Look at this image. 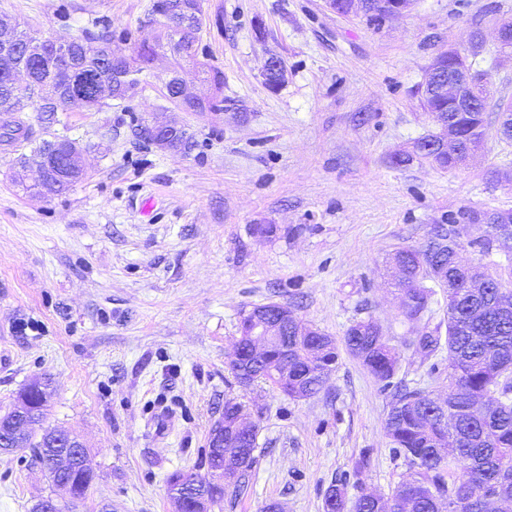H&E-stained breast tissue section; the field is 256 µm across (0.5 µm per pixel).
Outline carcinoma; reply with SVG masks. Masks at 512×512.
<instances>
[{"instance_id": "1", "label": "carcinoma", "mask_w": 512, "mask_h": 512, "mask_svg": "<svg viewBox=\"0 0 512 512\" xmlns=\"http://www.w3.org/2000/svg\"><path fill=\"white\" fill-rule=\"evenodd\" d=\"M189 4V0H152L150 22L158 26L154 43H135L132 54L119 74L102 69L108 83L107 96L87 102L89 110L111 106L114 100H126V89L140 87L139 75L155 62L173 60L172 77L166 85L173 98V83L180 78L178 67L186 36L163 17L166 6ZM76 49H85L80 65L101 69L112 51V29L104 26L70 39ZM206 75L213 90L211 99L195 104L198 112L224 110V74L204 62L193 60ZM35 96L24 102L13 101L11 89L0 78V110L12 113V120L0 124V137L15 144L28 141L29 134L18 113L27 106L38 112H63L69 85L63 75L53 72L51 60L38 56L30 71ZM422 107L431 118L446 117L459 141V148L446 150L428 135L414 143L407 155L397 154L391 162L400 165L418 159L441 170L465 164L467 144L477 143L483 135L485 113L471 112L467 96L460 103L420 89ZM84 175L78 173L66 181L43 178L36 194L59 195L69 191ZM456 217L448 216V229L438 232L421 247H400L391 257L393 286L397 291L404 317L410 322L421 320L429 310L433 289L430 281L442 288L447 306L446 331H421L410 342L416 352L432 356L442 348L448 350V395H433L420 388L396 387L385 422L386 435L394 449L403 456L410 474L393 493L384 498L364 493L348 506L344 485H333L324 499L325 512H512V264L493 273L492 278L478 280L476 269L462 264L460 243L455 229ZM487 237L478 241L484 253H490L500 238H512V222L487 225ZM288 314L281 335L271 337L269 350L262 357L254 355L252 337L246 335L247 321L239 319V361L231 366L238 382L250 386L264 381L276 386L293 400L317 395L338 363L340 350L356 358L375 378L391 385L399 369L400 354L372 317L353 322L342 340L303 321L293 324L294 312ZM288 365V378L278 374V364ZM35 393L26 411L35 419L45 420L50 393L46 385L31 384ZM242 408L241 403L224 404V435L244 458L225 460L229 473L240 472L230 494L244 490V479L254 463V440L246 433L231 429ZM56 430L46 428L39 435L26 433L27 446L39 449V462L52 486L64 491L70 505L87 499L95 474L72 463L64 449L53 446Z\"/></svg>"}]
</instances>
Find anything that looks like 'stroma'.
<instances>
[{"label":"stroma","instance_id":"1","mask_svg":"<svg viewBox=\"0 0 512 512\" xmlns=\"http://www.w3.org/2000/svg\"><path fill=\"white\" fill-rule=\"evenodd\" d=\"M151 0H0L36 36L66 40L110 24L114 53L124 31L152 40ZM512 0H414L375 27L343 17L325 0H204L197 61L224 74L240 111L182 112L166 97L169 64L142 74L134 100L98 112L73 108L47 118L27 109L21 150L0 141V411L35 380L49 383L46 426L84 445L96 479L75 512H173L167 475L202 471L210 428L234 399L258 425L249 488L214 512H324L343 481L390 495L408 468L385 421L392 399L348 354L324 389L292 400L267 383L240 386L229 364L241 310L277 302L342 338L373 317L401 352L397 379L446 393L448 358H426L410 338L434 329L445 304L422 322L403 317L388 255L425 245L447 223L460 255L493 268L512 242L482 254L481 224L468 213L512 210V142L499 138L497 105L512 102V57L499 55L496 25ZM485 36L475 68L488 71L493 101L484 141L450 171L416 161L390 164L433 130L418 86L432 59ZM285 77L270 90L267 58ZM178 122L196 142L187 154L135 137L142 114ZM63 136L83 150L85 179L47 198L15 178L19 153ZM273 225L274 233L262 228ZM26 448L0 456V512H32L49 483ZM369 465L354 475L359 458Z\"/></svg>","mask_w":512,"mask_h":512}]
</instances>
